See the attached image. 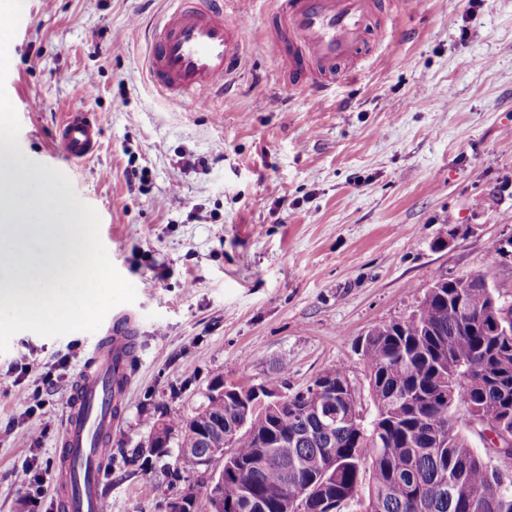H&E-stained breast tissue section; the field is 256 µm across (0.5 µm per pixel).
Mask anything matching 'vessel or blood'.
Segmentation results:
<instances>
[{"mask_svg":"<svg viewBox=\"0 0 512 512\" xmlns=\"http://www.w3.org/2000/svg\"><path fill=\"white\" fill-rule=\"evenodd\" d=\"M238 3L169 0L151 32L148 73L186 110L208 108L238 68L239 33L246 25ZM388 5L389 0H281L268 43L288 68L289 87L322 93L352 77L371 42L383 35ZM98 136L88 113L69 112L57 126L53 151L80 162L94 154ZM135 333L131 315L118 314L72 389L58 438L60 512H105L100 484L110 453L106 440L131 384Z\"/></svg>","mask_w":512,"mask_h":512,"instance_id":"obj_1","label":"vessel or blood"}]
</instances>
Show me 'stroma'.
<instances>
[{
	"label": "stroma",
	"instance_id": "obj_1",
	"mask_svg": "<svg viewBox=\"0 0 512 512\" xmlns=\"http://www.w3.org/2000/svg\"><path fill=\"white\" fill-rule=\"evenodd\" d=\"M277 0H243V58L226 96L188 112L147 75L167 0H24L7 94L19 160L55 166L98 212L136 289L137 352L112 450L159 410L189 414L215 377L293 389L339 361L366 392L355 343L411 314L439 277L483 271L512 298V0H392L387 37L321 102L289 88L268 48ZM470 39H462V30ZM87 112L96 153L53 160L61 115ZM16 333L0 353V512H56V438L71 387L112 327ZM54 383L43 386L45 372ZM42 387L29 415L21 387ZM33 462L30 503L15 471ZM163 467L107 463L109 512H168Z\"/></svg>",
	"mask_w": 512,
	"mask_h": 512
}]
</instances>
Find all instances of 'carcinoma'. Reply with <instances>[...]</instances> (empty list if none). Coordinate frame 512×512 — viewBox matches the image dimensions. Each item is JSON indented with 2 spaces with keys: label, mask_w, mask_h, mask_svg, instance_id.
Masks as SVG:
<instances>
[{
  "label": "carcinoma",
  "mask_w": 512,
  "mask_h": 512,
  "mask_svg": "<svg viewBox=\"0 0 512 512\" xmlns=\"http://www.w3.org/2000/svg\"><path fill=\"white\" fill-rule=\"evenodd\" d=\"M411 315L377 324L358 354L372 405L366 416L349 390L350 365L332 367L330 395L318 381L281 406L256 408L248 385L191 415L160 413L130 463L164 462L172 476L195 472L214 434L193 428L245 424L224 464V503L235 512H512V476L488 448L472 444L471 417L512 423V335L494 332L488 312L512 321V303L472 271L440 278Z\"/></svg>",
  "instance_id": "obj_1"
}]
</instances>
